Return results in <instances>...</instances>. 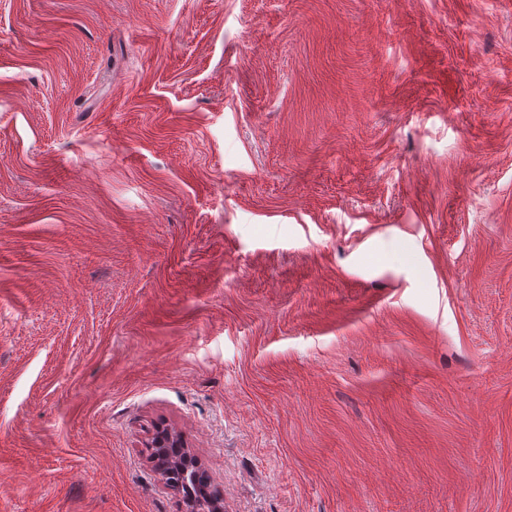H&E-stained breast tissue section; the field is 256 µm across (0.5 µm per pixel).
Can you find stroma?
I'll list each match as a JSON object with an SVG mask.
<instances>
[{"mask_svg": "<svg viewBox=\"0 0 512 512\" xmlns=\"http://www.w3.org/2000/svg\"><path fill=\"white\" fill-rule=\"evenodd\" d=\"M512 512V0H0V512ZM148 448H157L156 453L151 457V459L156 461L158 471L164 483L171 487L167 482L168 474L166 469L173 465L175 460L178 459L180 462L179 457L182 455L189 458L187 448H185V445L181 440L174 436L169 430H162L161 428L157 429L156 434L148 444ZM171 448H174L176 455ZM188 469L184 475L185 470ZM169 479L174 483L176 489H181L184 496L192 493L197 494L199 488L205 484L207 476L205 472L190 469L189 466H173L170 471ZM185 512H224V504L220 497L201 491L197 496L186 499Z\"/></svg>", "mask_w": 512, "mask_h": 512, "instance_id": "obj_1", "label": "stroma"}]
</instances>
